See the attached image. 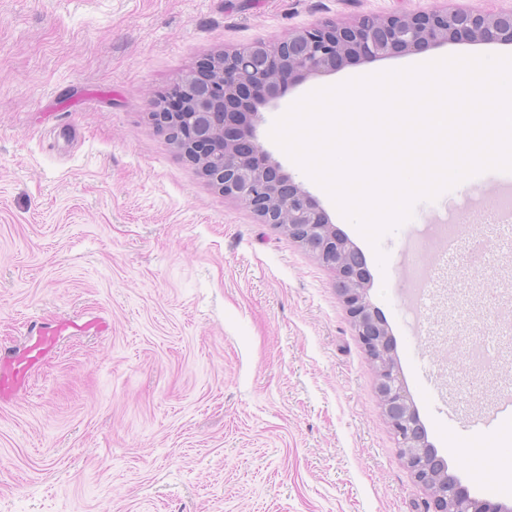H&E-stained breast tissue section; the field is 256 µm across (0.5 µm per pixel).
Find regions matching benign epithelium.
Listing matches in <instances>:
<instances>
[{
	"label": "benign epithelium",
	"mask_w": 512,
	"mask_h": 512,
	"mask_svg": "<svg viewBox=\"0 0 512 512\" xmlns=\"http://www.w3.org/2000/svg\"><path fill=\"white\" fill-rule=\"evenodd\" d=\"M452 42L511 44L512 8L365 14L349 22L317 23L276 42L258 40L224 51L207 69L186 73L155 100L149 119L211 186L250 209L261 223L286 232L336 272L352 325L375 365V390L401 457L427 493L424 512H512L506 503L471 496L422 443L418 416L379 340L376 310L367 299V271L351 260L350 243L336 233L325 210L281 172L256 134L259 107L277 99L292 78Z\"/></svg>",
	"instance_id": "obj_1"
}]
</instances>
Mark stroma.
I'll list each match as a JSON object with an SVG mask.
<instances>
[{"label": "stroma", "instance_id": "1", "mask_svg": "<svg viewBox=\"0 0 512 512\" xmlns=\"http://www.w3.org/2000/svg\"><path fill=\"white\" fill-rule=\"evenodd\" d=\"M484 0H0V512H422L336 276L212 189L150 121L151 103L214 53L362 14ZM447 43L292 83L263 110V147L360 250L367 294L430 444L472 495L512 491V239L474 216L497 171L371 245L271 139L308 93L449 56ZM460 218L483 266L427 217ZM386 262H379L378 253ZM494 346L472 389L441 359L459 333Z\"/></svg>", "mask_w": 512, "mask_h": 512}]
</instances>
